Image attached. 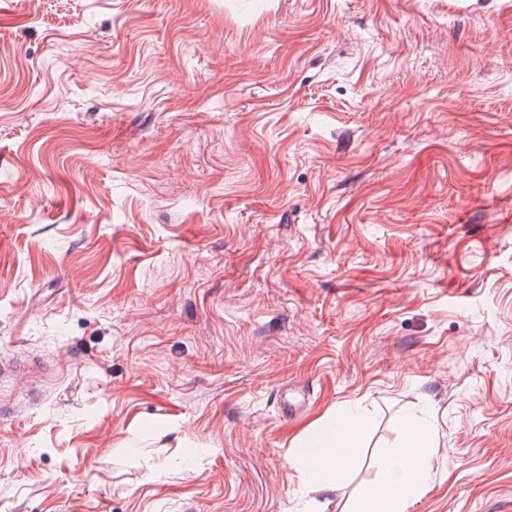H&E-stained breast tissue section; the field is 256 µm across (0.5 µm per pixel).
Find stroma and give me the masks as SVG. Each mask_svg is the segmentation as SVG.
Returning <instances> with one entry per match:
<instances>
[{
	"mask_svg": "<svg viewBox=\"0 0 512 512\" xmlns=\"http://www.w3.org/2000/svg\"><path fill=\"white\" fill-rule=\"evenodd\" d=\"M406 419L512 512V0H0V512H354ZM363 431L359 416L345 411L310 429L289 462L299 472L305 486L335 492L358 460Z\"/></svg>",
	"mask_w": 512,
	"mask_h": 512,
	"instance_id": "stroma-1",
	"label": "stroma"
}]
</instances>
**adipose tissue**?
Returning <instances> with one entry per match:
<instances>
[{"label": "adipose tissue", "instance_id": "adipose-tissue-1", "mask_svg": "<svg viewBox=\"0 0 512 512\" xmlns=\"http://www.w3.org/2000/svg\"><path fill=\"white\" fill-rule=\"evenodd\" d=\"M363 423L351 411L310 429L290 458L305 486L334 492L356 464L362 448ZM403 449L387 455L377 481L366 491L359 512H407L409 501L426 487L431 470L432 429L405 423Z\"/></svg>", "mask_w": 512, "mask_h": 512}]
</instances>
